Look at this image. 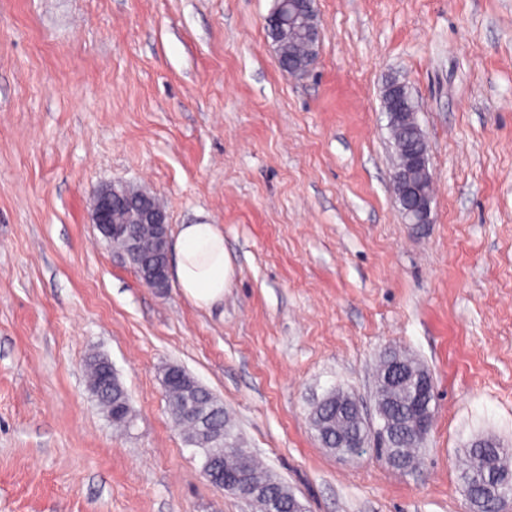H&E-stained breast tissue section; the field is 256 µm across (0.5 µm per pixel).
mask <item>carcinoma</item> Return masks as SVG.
<instances>
[{
  "label": "carcinoma",
  "mask_w": 512,
  "mask_h": 512,
  "mask_svg": "<svg viewBox=\"0 0 512 512\" xmlns=\"http://www.w3.org/2000/svg\"><path fill=\"white\" fill-rule=\"evenodd\" d=\"M282 62L296 61L303 57L304 47L299 43L288 44V33H280ZM139 249L141 266L161 262L155 227L152 224H129ZM109 360L94 354L86 364V378L92 395L103 412L112 416V425L124 428L130 422L129 399L118 377H105L103 370ZM165 392L168 411L172 420L182 428L188 444L198 448L201 455L220 463L223 472L244 473L250 479L269 487L268 496L255 502L257 512H290L288 509L291 489L280 479L271 476L265 467L244 448L239 437L233 434L224 404L199 383L186 370H181L178 382H167ZM415 385L406 384L385 402L389 417L398 420L392 433L396 456H388L387 449L380 455L392 466L403 460L412 466L419 464V454L426 444L429 432L418 428L422 419L433 421L432 403L415 405ZM322 434L318 435L323 447L334 450L338 446L350 448L365 438L366 426L354 418L336 416L335 392L321 399L313 411ZM512 463V448L497 441L477 440L466 449L459 469L461 489L470 493L481 504L482 512H509L512 509V480L505 479L501 466Z\"/></svg>",
  "instance_id": "cac0c4a2"
}]
</instances>
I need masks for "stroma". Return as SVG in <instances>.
<instances>
[{
    "mask_svg": "<svg viewBox=\"0 0 512 512\" xmlns=\"http://www.w3.org/2000/svg\"><path fill=\"white\" fill-rule=\"evenodd\" d=\"M273 0H0V512H255L172 421L178 365L304 512H470L457 461L512 446V0H316L319 61L280 70ZM419 105L431 222L392 192L382 91ZM162 198L169 235L224 232L200 308L160 294L91 222L93 190ZM395 347L435 383L421 463L323 448L330 389L373 409ZM109 357L134 423L91 396ZM384 88H386V96L390 109L396 110L398 105H409L416 111L414 97L411 95V89L406 82L393 79L386 84Z\"/></svg>",
    "mask_w": 512,
    "mask_h": 512,
    "instance_id": "obj_1",
    "label": "stroma"
}]
</instances>
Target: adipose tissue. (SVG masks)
Instances as JSON below:
<instances>
[{"mask_svg": "<svg viewBox=\"0 0 512 512\" xmlns=\"http://www.w3.org/2000/svg\"><path fill=\"white\" fill-rule=\"evenodd\" d=\"M172 250L174 282L181 293L199 307L222 301L233 270L223 232L213 224L181 225Z\"/></svg>", "mask_w": 512, "mask_h": 512, "instance_id": "ef3b65f1", "label": "adipose tissue"}]
</instances>
